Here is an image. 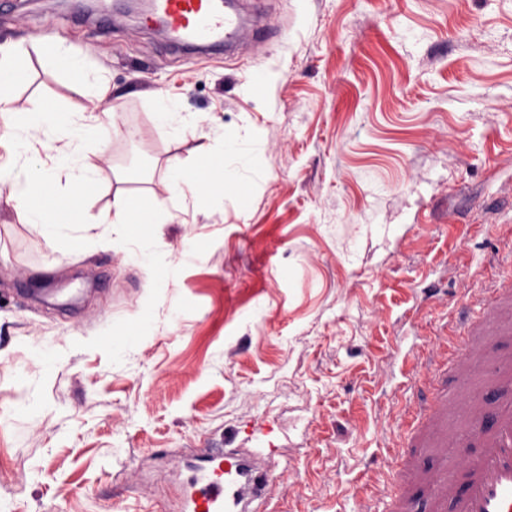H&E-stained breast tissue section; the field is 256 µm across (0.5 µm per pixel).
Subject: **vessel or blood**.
<instances>
[{"mask_svg": "<svg viewBox=\"0 0 512 512\" xmlns=\"http://www.w3.org/2000/svg\"><path fill=\"white\" fill-rule=\"evenodd\" d=\"M154 9L180 40L196 45L222 42L241 24L240 17L223 10L218 0H154ZM458 322L472 350L479 346L485 323H496L500 335H511L512 279L494 281L480 313L462 305ZM444 402L441 393L421 397L415 419L421 424L433 421L444 410ZM471 415L478 453L468 461L463 482L450 480L439 487L431 508L439 512L447 501L455 512H512V409L499 411L488 423L484 410L475 403ZM267 482L265 473L238 459L223 467L198 468L187 497L188 512H252L251 504L261 498Z\"/></svg>", "mask_w": 512, "mask_h": 512, "instance_id": "b4317fda", "label": "vessel or blood"}]
</instances>
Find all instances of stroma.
<instances>
[{"mask_svg": "<svg viewBox=\"0 0 512 512\" xmlns=\"http://www.w3.org/2000/svg\"><path fill=\"white\" fill-rule=\"evenodd\" d=\"M243 2L269 36L227 55L175 50L113 0H0V45L23 52L17 109L86 103L59 43L110 82L112 137L90 150L99 192L76 218L118 192L143 216L67 253L0 208V512H183L191 467L216 446L267 473L255 512H386L363 494L400 480L429 512L427 474L460 479L473 449L405 447L422 383L447 390L461 434L466 400L506 395L492 386L512 370L504 337L485 336L494 356L463 381L422 355L464 300L512 276L495 231L512 226V0ZM50 22L62 38L33 43ZM159 92L195 115L185 137L163 130ZM219 130L254 144L257 179L225 186L199 151ZM188 162L202 194L154 221L168 169ZM127 232L175 279L126 250ZM130 333L137 348L114 363L110 338ZM46 345L65 351L50 369ZM20 370L45 403L25 424L6 417Z\"/></svg>", "mask_w": 512, "mask_h": 512, "instance_id": "35a3bbf8", "label": "stroma"}]
</instances>
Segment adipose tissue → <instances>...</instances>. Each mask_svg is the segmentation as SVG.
I'll return each instance as SVG.
<instances>
[{
  "label": "adipose tissue",
  "mask_w": 512,
  "mask_h": 512,
  "mask_svg": "<svg viewBox=\"0 0 512 512\" xmlns=\"http://www.w3.org/2000/svg\"><path fill=\"white\" fill-rule=\"evenodd\" d=\"M15 54V48L0 45V147L8 157L6 165H0V184L9 187L6 202L20 223L44 226L54 246L86 251L90 227L71 218L70 213L77 197L88 195L97 185L96 167L88 153L107 129L100 106L109 97L111 87L99 82L94 96L76 112L57 110L38 101L23 113H16L6 76L14 68ZM43 138L57 142L55 154L44 157L34 149V142ZM201 149L212 154L228 182L256 175L250 165L249 147L242 140L227 139L219 133L214 143L202 144ZM45 186L50 189L46 203L32 206L30 193Z\"/></svg>",
  "instance_id": "ef3b65f1"
}]
</instances>
